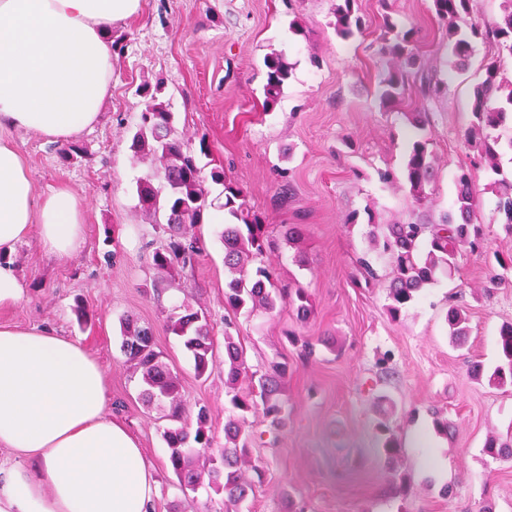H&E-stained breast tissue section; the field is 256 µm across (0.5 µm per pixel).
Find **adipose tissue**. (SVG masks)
I'll return each mask as SVG.
<instances>
[{
  "label": "adipose tissue",
  "instance_id": "ef3b65f1",
  "mask_svg": "<svg viewBox=\"0 0 512 512\" xmlns=\"http://www.w3.org/2000/svg\"><path fill=\"white\" fill-rule=\"evenodd\" d=\"M140 0H0V308L24 298L9 256L29 235L67 257L83 238L68 188L36 197L9 139L67 141L112 90V26ZM104 373L53 329L0 325V512H152L158 485L134 439L106 413Z\"/></svg>",
  "mask_w": 512,
  "mask_h": 512
}]
</instances>
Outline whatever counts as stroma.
Here are the masks:
<instances>
[{"label":"stroma","mask_w":512,"mask_h":512,"mask_svg":"<svg viewBox=\"0 0 512 512\" xmlns=\"http://www.w3.org/2000/svg\"><path fill=\"white\" fill-rule=\"evenodd\" d=\"M334 0H141L130 19L112 27V94L97 123L64 143L32 129L12 140L26 159L36 194L68 186L81 202L83 244L67 258L45 253L37 236L9 259L25 296L0 309V324L51 326L78 340L102 368L106 412L136 439L158 483L153 512H224V496L208 483L181 490L162 438V408L143 402L141 374L121 351V324L132 318L153 330L157 351L182 385L186 419L209 411L216 445L232 407L224 392V249L218 214L224 188L208 186V209L195 225L201 253L192 270L155 268L151 254L163 239L136 195L151 159H136L132 137L140 121L143 84L160 88L174 126L190 149L207 144L204 170L223 168L274 234L304 227V263L289 246L267 256L284 284L307 289L312 310L300 319L288 306L240 311L237 334L251 370L288 364L286 424L269 427L262 412L248 414L259 434L252 456L259 469L240 512H512V457L493 458L490 438L512 445V385L472 378L470 366L493 369L502 325L512 323V270L489 282L485 257L464 256L451 277L426 287L398 317L387 311L391 267L375 265L365 283L356 260L374 250L371 210L380 224L438 220L450 210L454 177L470 170L477 218L490 252L512 254L489 188L494 178L467 145L474 88L495 48L475 43L466 67L448 47V28L431 0H358L362 32L338 35ZM413 29L422 75L442 92L422 100L408 86L397 107L380 102V80L393 65L380 52L384 21ZM302 34H294L291 22ZM283 52L292 66L279 104L263 108V58ZM426 112L424 133L439 182L433 207H418L403 181L386 184L380 172L400 171L417 133L408 113ZM286 168L288 203L276 200L273 166ZM357 223H347L351 212ZM375 222V223H376ZM464 307L469 336L450 340V303ZM207 312L215 360L197 376L182 338L168 328L180 307ZM316 345L310 359L297 341ZM447 419L439 433L435 419ZM388 422L402 448L382 450L379 425Z\"/></svg>","instance_id":"obj_1"}]
</instances>
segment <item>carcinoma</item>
Listing matches in <instances>:
<instances>
[{
  "mask_svg": "<svg viewBox=\"0 0 512 512\" xmlns=\"http://www.w3.org/2000/svg\"><path fill=\"white\" fill-rule=\"evenodd\" d=\"M356 0H336L333 9L334 28L342 36L362 31V19L355 9ZM435 14L448 24V43L459 66H466L472 43L481 38L494 43L497 54L485 64V78L473 94L472 121L466 142L495 174L501 172L503 150H512V138L502 142L494 131L512 124V84L499 80L501 55L512 56V0H501L500 14L486 24L475 16V0H432ZM388 36L382 39L381 52L399 65L387 70L381 80L382 100L388 107L399 104L409 78L418 74L421 60L414 45L413 32L394 31L395 25L384 19ZM264 108L273 109L281 100L292 67L281 53L264 57ZM145 98L141 124L133 135L137 157L152 156L159 161L152 174L137 182L136 193L140 207L156 216H165L159 229L165 243L152 252V263L161 269H184L200 253L199 242L187 227L201 224L208 208L205 179L195 158L187 151L178 136L169 105L159 100L158 90L144 86ZM438 167L428 143L413 141L403 178L409 194L419 206L432 202ZM224 209L234 223L224 225L221 240L224 244V268L228 277L224 283V304L235 312L247 309L273 311L277 305H288L306 317L311 312V299L306 289L295 285H280L274 271L264 262L266 254L277 246L270 226L248 206L242 189L226 185ZM490 189L496 196V211L507 232L512 234V179L496 180ZM476 191L467 169L459 170L455 178V197L452 208L435 223L421 220L397 224H376L380 230L375 242L387 255L392 268L388 288V313L395 317L401 309L415 300L438 275H452L458 260L466 254H482L487 243L483 227L474 223ZM452 338L467 335L468 318L458 306H451L446 315ZM175 334L184 339L191 353L198 376H204L213 360L214 342L205 315L186 310L174 317L171 324ZM225 322L224 329V388L229 402L237 413L224 422V446L217 447L207 426L208 410L198 408L197 426L185 420L186 404L181 396L179 379L161 360L155 348L153 331L133 319L123 324L121 351L135 368L141 370L145 388L142 396L149 402L165 403L174 425L166 428L163 438L170 450L169 463L180 486L194 489L201 483L202 471L196 461L204 459L209 485L224 492L226 512H239L251 484L244 468L251 465V445L257 438L246 422V414L257 409L276 427L284 420L281 395L288 377L287 366L272 362L264 371L252 372L247 366L242 345ZM500 364L489 376L492 384L512 381V324L500 329Z\"/></svg>",
  "mask_w": 512,
  "mask_h": 512,
  "instance_id": "carcinoma-1",
  "label": "carcinoma"
}]
</instances>
